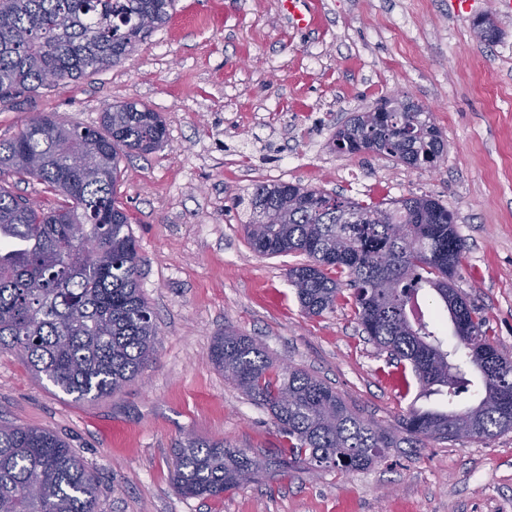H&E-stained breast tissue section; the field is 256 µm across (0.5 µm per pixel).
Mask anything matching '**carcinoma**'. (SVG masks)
Returning <instances> with one entry per match:
<instances>
[{"instance_id": "obj_1", "label": "carcinoma", "mask_w": 512, "mask_h": 512, "mask_svg": "<svg viewBox=\"0 0 512 512\" xmlns=\"http://www.w3.org/2000/svg\"><path fill=\"white\" fill-rule=\"evenodd\" d=\"M175 0H0V102L35 93L48 73L77 80L114 66L169 18ZM473 30L499 37L490 15ZM334 135L337 153L365 149L413 168L439 162L442 134L432 113L383 100ZM159 113L135 101L107 107L101 128H81L51 114L0 140V352H20L31 371L78 399L118 391L155 354L157 324L140 292V261L130 216L115 186L126 157L161 145ZM36 180L63 197L56 209L1 186ZM244 224L260 255L302 254L288 270L303 311L321 316L350 290L355 320L368 339L412 375L443 409L414 405L395 428L352 411L308 372L278 368L256 339L233 329L215 337L208 360L266 408L288 447L252 456L222 440L190 436L175 448L173 485L189 497L224 492L271 471L288 457L318 468L365 469L387 450L426 441L491 439L512 430V358L456 287L466 246L453 214L429 195L364 203L277 182L255 187ZM95 242L85 247L84 240ZM444 303L456 343L414 320L424 288ZM481 377L476 404H459L471 371ZM93 471L58 435L0 421V512H98Z\"/></svg>"}]
</instances>
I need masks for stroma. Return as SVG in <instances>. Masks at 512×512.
Here are the masks:
<instances>
[{
    "mask_svg": "<svg viewBox=\"0 0 512 512\" xmlns=\"http://www.w3.org/2000/svg\"><path fill=\"white\" fill-rule=\"evenodd\" d=\"M313 2L300 29L284 0H176L169 22L119 64L0 103L1 140L42 113L96 128L107 106L131 100L166 128L157 149L122 160L117 186L157 316L154 358L116 393L78 400L0 353V420L66 440L98 477L99 512H512V432L393 448L353 472L296 459L220 498L172 483L185 436L258 454L282 442L270 413L208 360L228 328L378 424L442 402L398 386L349 305L302 312L287 277L302 256H261L246 241L235 199L257 184L368 203L439 199L467 245L456 285L512 355V14L498 0L463 10L454 0ZM486 13L500 30L489 45L472 27ZM394 94L431 111L445 143L437 167L334 151L341 125Z\"/></svg>",
    "mask_w": 512,
    "mask_h": 512,
    "instance_id": "1",
    "label": "stroma"
}]
</instances>
